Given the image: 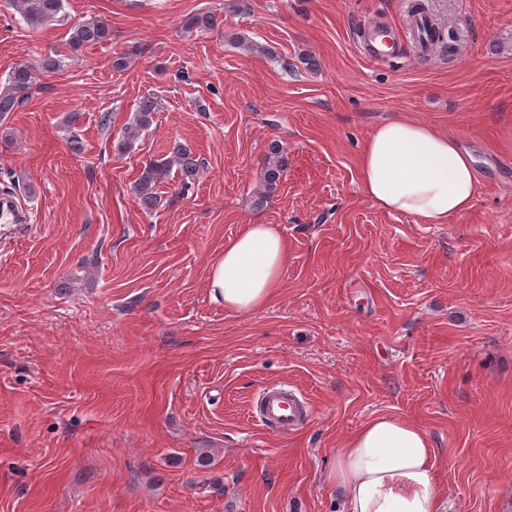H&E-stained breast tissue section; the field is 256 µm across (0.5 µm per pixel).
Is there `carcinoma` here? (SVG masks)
<instances>
[{
  "label": "carcinoma",
  "mask_w": 512,
  "mask_h": 512,
  "mask_svg": "<svg viewBox=\"0 0 512 512\" xmlns=\"http://www.w3.org/2000/svg\"><path fill=\"white\" fill-rule=\"evenodd\" d=\"M65 0H12V5L20 14L28 28L36 30L58 20L64 12ZM109 25L101 18H90L73 23L69 29L68 45L73 51L95 46L110 39ZM63 60L55 51L44 54L37 64H18L8 75L6 87L0 90V117L15 111L29 95L30 90L43 74H54L62 70ZM155 97L145 95L136 105L135 112L126 124L117 151L126 153L133 148L139 137L150 130L157 112ZM81 113L70 112L64 119V127L71 136L70 147L73 151L81 150L75 130L79 127ZM199 167L192 149L179 141H173L165 154L152 157L145 162L142 172L134 185V192L141 208L147 212L155 210L161 202L159 188L167 183L173 170L181 175L180 193L191 187ZM288 168V156L280 146L274 144L266 157L264 168V188L257 197V204L263 202L276 190L278 182Z\"/></svg>",
  "instance_id": "carcinoma-1"
}]
</instances>
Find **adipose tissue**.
<instances>
[{"label":"adipose tissue","instance_id":"ef3b65f1","mask_svg":"<svg viewBox=\"0 0 512 512\" xmlns=\"http://www.w3.org/2000/svg\"><path fill=\"white\" fill-rule=\"evenodd\" d=\"M359 180L371 204L419 224L463 216L478 186L473 158L457 135L408 118L372 130L360 154ZM288 259V244L273 225H244L210 264L211 300L234 313L267 305ZM435 465L436 450L421 426L383 415L346 438L325 480L342 492L341 512H445Z\"/></svg>","mask_w":512,"mask_h":512}]
</instances>
